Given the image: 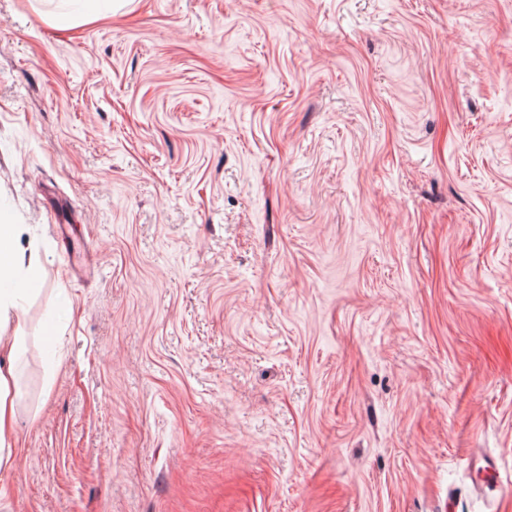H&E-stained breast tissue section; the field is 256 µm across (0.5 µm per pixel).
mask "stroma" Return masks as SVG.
Segmentation results:
<instances>
[{
  "mask_svg": "<svg viewBox=\"0 0 512 512\" xmlns=\"http://www.w3.org/2000/svg\"><path fill=\"white\" fill-rule=\"evenodd\" d=\"M61 6L0 0V512H512V0ZM83 2L79 9L61 12L49 17L50 24L57 29L67 30L90 23L102 14L112 12V0H72ZM21 226L0 224V469L10 463V446L6 431L10 425L19 395L14 376V354L22 336H17L14 324H19L25 313V302L35 288V255L28 257L17 246ZM9 330L13 336H3ZM6 337L7 341L2 342Z\"/></svg>",
  "mask_w": 512,
  "mask_h": 512,
  "instance_id": "1",
  "label": "stroma"
}]
</instances>
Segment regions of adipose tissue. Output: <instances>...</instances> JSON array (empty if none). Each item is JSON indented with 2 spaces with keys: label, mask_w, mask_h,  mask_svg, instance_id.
<instances>
[{
  "label": "adipose tissue",
  "mask_w": 512,
  "mask_h": 512,
  "mask_svg": "<svg viewBox=\"0 0 512 512\" xmlns=\"http://www.w3.org/2000/svg\"><path fill=\"white\" fill-rule=\"evenodd\" d=\"M21 228L0 224V469L8 467L11 451L6 442L19 395L14 376V354L19 336L12 328L25 313V303L33 292L35 256L18 247Z\"/></svg>",
  "instance_id": "adipose-tissue-1"
}]
</instances>
